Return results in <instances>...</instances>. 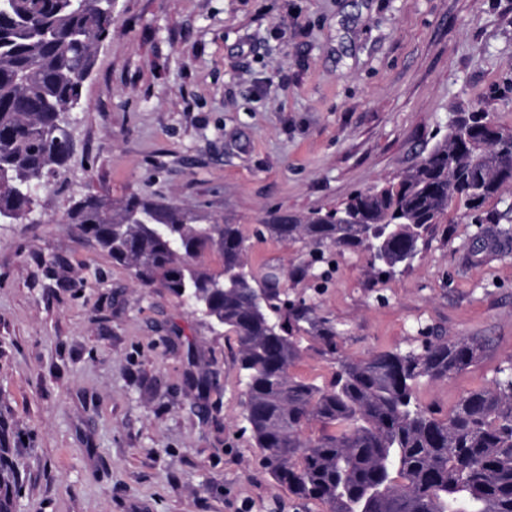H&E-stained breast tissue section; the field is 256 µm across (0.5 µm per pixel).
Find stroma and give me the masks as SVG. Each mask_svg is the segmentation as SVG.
Returning a JSON list of instances; mask_svg holds the SVG:
<instances>
[{
    "label": "stroma",
    "mask_w": 512,
    "mask_h": 512,
    "mask_svg": "<svg viewBox=\"0 0 512 512\" xmlns=\"http://www.w3.org/2000/svg\"><path fill=\"white\" fill-rule=\"evenodd\" d=\"M512 130V0H117L71 114L75 153L23 223L0 224V512H322L262 467L235 338L84 240L74 198L175 202L240 225L249 269L365 358L422 337L487 352L418 398L439 416L512 365V185L435 225L386 275L330 249L329 279L276 214L310 215L427 156L458 113ZM295 376L333 365L298 332Z\"/></svg>",
    "instance_id": "1"
}]
</instances>
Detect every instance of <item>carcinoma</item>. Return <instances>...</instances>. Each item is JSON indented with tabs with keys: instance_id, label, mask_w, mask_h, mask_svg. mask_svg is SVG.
Masks as SVG:
<instances>
[{
	"instance_id": "carcinoma-1",
	"label": "carcinoma",
	"mask_w": 512,
	"mask_h": 512,
	"mask_svg": "<svg viewBox=\"0 0 512 512\" xmlns=\"http://www.w3.org/2000/svg\"><path fill=\"white\" fill-rule=\"evenodd\" d=\"M111 37L112 0H0V223L26 220L36 189L66 168L74 154L68 114ZM510 142L511 130L463 113L398 178L323 213L274 216L265 231L316 252L364 250L393 270L418 254L451 207L476 211L498 194L507 181L492 155ZM345 210L358 223H336ZM68 221L133 270L141 286L167 289L234 334L255 447L300 504L315 501L325 512H512V366L443 419L417 397L422 384L475 362L482 339L428 336L419 348L354 359L338 352L332 322L284 299L282 272L258 280L247 270L238 224L153 199L133 196L115 206L95 195L74 201ZM207 252L220 257V272L200 262ZM300 330L321 340L333 360L321 386L291 374ZM313 422L320 434L302 437Z\"/></svg>"
}]
</instances>
